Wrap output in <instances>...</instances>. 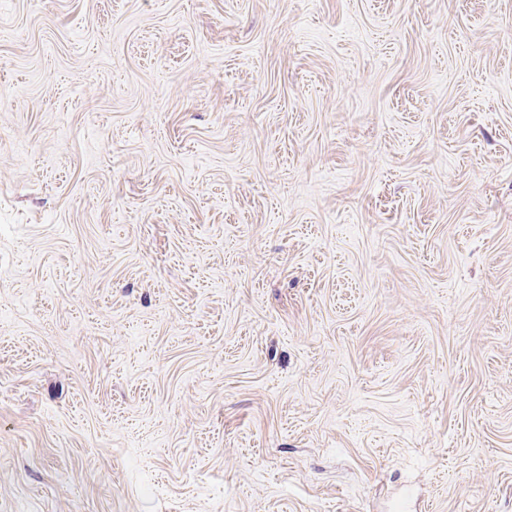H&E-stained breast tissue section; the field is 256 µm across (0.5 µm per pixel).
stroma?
I'll list each match as a JSON object with an SVG mask.
<instances>
[{
    "label": "stroma",
    "mask_w": 512,
    "mask_h": 512,
    "mask_svg": "<svg viewBox=\"0 0 512 512\" xmlns=\"http://www.w3.org/2000/svg\"><path fill=\"white\" fill-rule=\"evenodd\" d=\"M0 512H512V0H0Z\"/></svg>",
    "instance_id": "stroma-1"
}]
</instances>
